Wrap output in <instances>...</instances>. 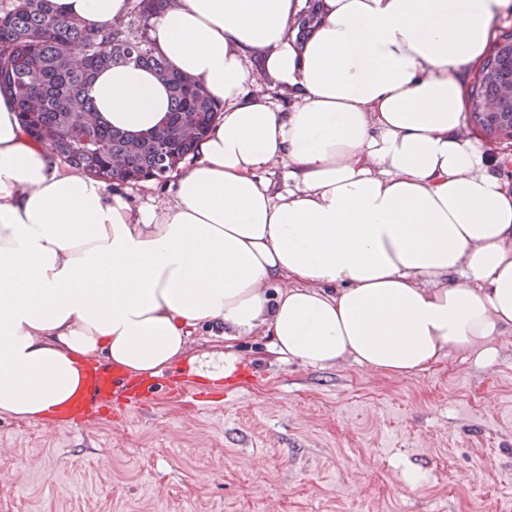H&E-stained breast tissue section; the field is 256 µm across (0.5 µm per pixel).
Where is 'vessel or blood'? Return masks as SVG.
<instances>
[{"mask_svg": "<svg viewBox=\"0 0 512 512\" xmlns=\"http://www.w3.org/2000/svg\"><path fill=\"white\" fill-rule=\"evenodd\" d=\"M119 396L125 400L124 410H137L154 398L155 390L127 382L123 374L112 369L111 365H92L85 374L82 391L64 408L60 420L66 427L77 425L93 409Z\"/></svg>", "mask_w": 512, "mask_h": 512, "instance_id": "obj_1", "label": "vessel or blood"}]
</instances>
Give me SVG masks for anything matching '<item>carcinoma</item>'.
Segmentation results:
<instances>
[{
	"label": "carcinoma",
	"mask_w": 512,
	"mask_h": 512,
	"mask_svg": "<svg viewBox=\"0 0 512 512\" xmlns=\"http://www.w3.org/2000/svg\"><path fill=\"white\" fill-rule=\"evenodd\" d=\"M172 0H131L129 24L95 30L79 20L64 21L53 0H11L0 9V93L10 96L26 134L47 144L71 167L110 185L115 180L137 183L161 180L183 160L195 154L210 129L219 105L202 88L187 86L182 75L155 54L141 31L164 13ZM81 59L75 60L74 50ZM134 62L148 68L168 85L172 100L165 125L142 135L138 153L120 171L110 158L125 150L127 133L99 121L86 129L72 120L68 106L74 102L94 111L87 89L95 75L117 64ZM512 83V28H503L469 85L471 119L475 129L497 140L512 126V102L496 112L485 109L496 100L500 87ZM37 93L41 111L27 109V99ZM53 128L51 141L42 132Z\"/></svg>",
	"instance_id": "1"
}]
</instances>
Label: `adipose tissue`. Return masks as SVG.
I'll return each instance as SVG.
<instances>
[{"instance_id":"adipose-tissue-1","label":"adipose tissue","mask_w":512,"mask_h":512,"mask_svg":"<svg viewBox=\"0 0 512 512\" xmlns=\"http://www.w3.org/2000/svg\"><path fill=\"white\" fill-rule=\"evenodd\" d=\"M104 29L130 0H54ZM512 0H177L157 54L222 102L161 209L60 166L0 98V414L43 419L88 361L158 375L201 324L286 361L390 377L512 331V189L466 137L465 80ZM259 65H246L248 53ZM273 78L289 111L250 95ZM129 134L166 85L128 62L89 88ZM286 170L273 191L264 172Z\"/></svg>"}]
</instances>
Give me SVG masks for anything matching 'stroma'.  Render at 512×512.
<instances>
[{"label":"stroma","instance_id":"1","mask_svg":"<svg viewBox=\"0 0 512 512\" xmlns=\"http://www.w3.org/2000/svg\"><path fill=\"white\" fill-rule=\"evenodd\" d=\"M415 377L281 360L264 336L201 400L60 429L0 414V512H512V332ZM207 325L153 381L223 353ZM414 473L419 482L409 485Z\"/></svg>","mask_w":512,"mask_h":512}]
</instances>
